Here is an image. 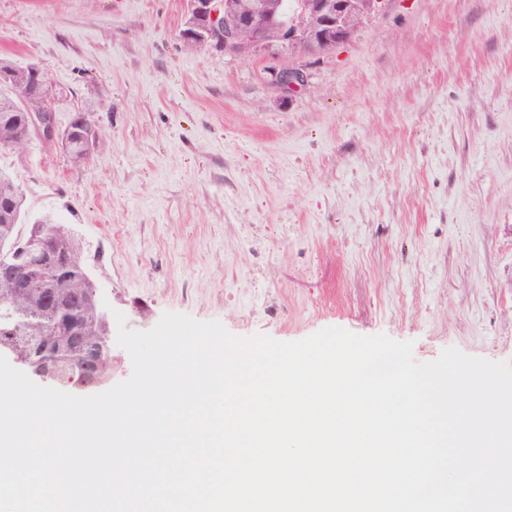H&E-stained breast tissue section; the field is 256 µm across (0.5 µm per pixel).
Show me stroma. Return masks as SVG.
<instances>
[{
  "label": "stroma",
  "instance_id": "35a3bbf8",
  "mask_svg": "<svg viewBox=\"0 0 512 512\" xmlns=\"http://www.w3.org/2000/svg\"><path fill=\"white\" fill-rule=\"evenodd\" d=\"M187 0H0V55L84 165L0 149L73 227L127 328L167 312L280 342L327 327L512 362V0H385L283 94L257 55L187 49ZM87 121H93L92 115L89 112L77 111L74 113L70 124L67 127H71V132L68 137V144L65 145L69 151L68 156L74 165H81L88 161L93 154L94 149L89 152L84 143L80 144L83 126L87 124Z\"/></svg>",
  "mask_w": 512,
  "mask_h": 512
}]
</instances>
